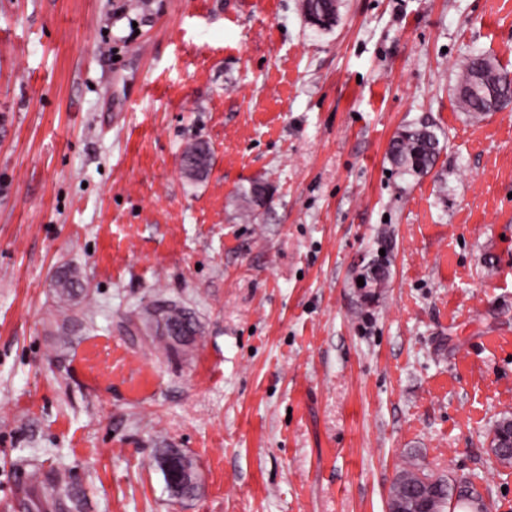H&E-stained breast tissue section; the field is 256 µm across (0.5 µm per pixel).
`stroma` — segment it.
<instances>
[{
	"mask_svg": "<svg viewBox=\"0 0 512 512\" xmlns=\"http://www.w3.org/2000/svg\"><path fill=\"white\" fill-rule=\"evenodd\" d=\"M300 3L0 0V512L61 464L82 512H388L410 466L512 512V109L455 92L472 55L512 71V0H341L325 31ZM420 119L435 167L392 173ZM154 302L200 335L164 350ZM198 161H203L206 165L207 169L205 170L204 174H201L200 176L196 177H188L192 180H202L204 177L207 176L210 165H211V152L208 147V145L203 141H197L188 147H186L181 156V164L182 166H188L192 165L194 163H197ZM268 187L260 182H254L251 184L249 192L244 191L242 198L246 203L245 216L248 219H256L257 207L263 206L269 197ZM56 295L60 302L67 303L79 297H87L89 294L75 271L61 274L55 281Z\"/></svg>",
	"mask_w": 512,
	"mask_h": 512,
	"instance_id": "obj_1",
	"label": "stroma"
}]
</instances>
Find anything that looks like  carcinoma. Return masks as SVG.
<instances>
[{
    "label": "carcinoma",
    "instance_id": "carcinoma-1",
    "mask_svg": "<svg viewBox=\"0 0 512 512\" xmlns=\"http://www.w3.org/2000/svg\"><path fill=\"white\" fill-rule=\"evenodd\" d=\"M340 0H301V11L307 16L314 13L324 16L339 14ZM459 103L462 109L471 114L480 115L499 112L512 105V75L502 69L489 56L476 54L471 56L456 79ZM441 151L440 138L435 127L426 121L405 126L389 144L388 153L400 175H421L430 171L436 164ZM198 161L211 165V152L203 141H197L186 147L181 156L182 166ZM269 197L268 187L260 182L251 184L250 190L243 192L245 216L256 218V210L264 205ZM56 295L60 302L67 303L89 294L74 271L61 274L55 281ZM144 315L156 319L167 336V348L187 342L198 333V323L187 309L171 304L166 307L146 306ZM418 470L404 468L397 474L390 494L398 496L406 493L410 486L416 485ZM475 494V490L456 485L449 477L437 478L431 487L433 512H451L453 505L467 503L466 495ZM85 491L73 478L71 469L62 466L46 473L35 475L28 512H45L51 508L55 512H80Z\"/></svg>",
    "mask_w": 512,
    "mask_h": 512
}]
</instances>
